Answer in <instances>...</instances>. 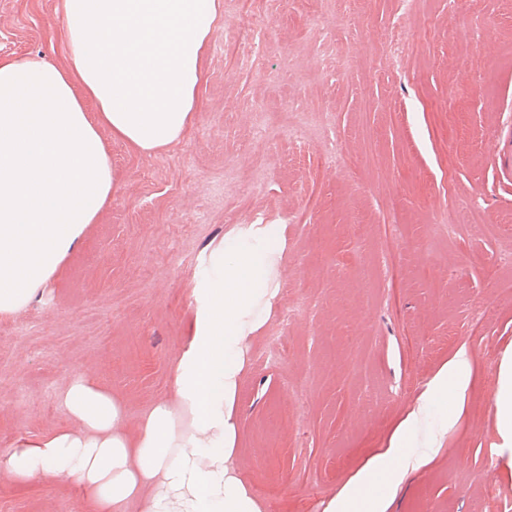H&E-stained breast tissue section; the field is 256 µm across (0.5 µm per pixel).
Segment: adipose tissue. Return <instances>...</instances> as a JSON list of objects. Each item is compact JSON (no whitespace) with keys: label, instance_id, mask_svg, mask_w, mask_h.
I'll list each match as a JSON object with an SVG mask.
<instances>
[{"label":"adipose tissue","instance_id":"1","mask_svg":"<svg viewBox=\"0 0 512 512\" xmlns=\"http://www.w3.org/2000/svg\"><path fill=\"white\" fill-rule=\"evenodd\" d=\"M219 8V0H62L66 66L41 56L0 60V317L29 305L115 192L101 128L145 153L182 138ZM88 98L97 118L85 110ZM285 244L282 225L244 224L205 253L170 395L136 429L118 397L75 378L62 394L71 425L0 452V475L75 479L87 512H260L235 464L237 395L249 343L279 297ZM471 384V355L461 347L327 512H387L456 426ZM494 405L511 448V355L501 361Z\"/></svg>","mask_w":512,"mask_h":512}]
</instances>
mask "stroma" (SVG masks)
<instances>
[{
	"label": "stroma",
	"mask_w": 512,
	"mask_h": 512,
	"mask_svg": "<svg viewBox=\"0 0 512 512\" xmlns=\"http://www.w3.org/2000/svg\"><path fill=\"white\" fill-rule=\"evenodd\" d=\"M220 3L186 135L149 154L108 139L118 190L44 291L0 318V449L68 424L77 376L136 423L168 394L206 248L281 224L279 300L238 390L236 465L262 512H326L463 345L458 423L388 512H512L494 413L512 180L492 152L512 127V0ZM34 54L65 62L60 0H0V57ZM0 512H85L84 493L5 481Z\"/></svg>",
	"instance_id": "stroma-1"
}]
</instances>
